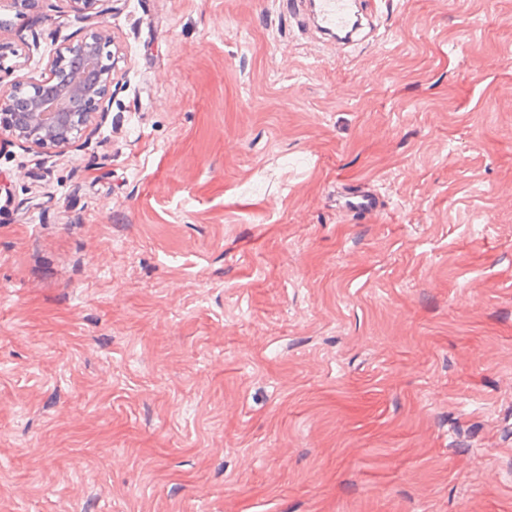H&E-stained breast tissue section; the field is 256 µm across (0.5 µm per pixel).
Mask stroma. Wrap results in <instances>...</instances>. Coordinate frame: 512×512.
Wrapping results in <instances>:
<instances>
[{
    "instance_id": "stroma-1",
    "label": "stroma",
    "mask_w": 512,
    "mask_h": 512,
    "mask_svg": "<svg viewBox=\"0 0 512 512\" xmlns=\"http://www.w3.org/2000/svg\"><path fill=\"white\" fill-rule=\"evenodd\" d=\"M288 2L115 0L106 116L0 137V512H512V0ZM352 0H316L312 2L314 17L328 32L348 30L353 20ZM344 206L362 214H371L378 211L379 201L370 191L351 193L344 198Z\"/></svg>"
}]
</instances>
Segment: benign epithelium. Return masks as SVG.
Here are the masks:
<instances>
[{"label":"benign epithelium","instance_id":"1","mask_svg":"<svg viewBox=\"0 0 512 512\" xmlns=\"http://www.w3.org/2000/svg\"><path fill=\"white\" fill-rule=\"evenodd\" d=\"M70 2L85 21L112 11V0ZM110 43L99 24L60 48L41 80L13 81L8 93H0V133L37 148L75 143L93 114L109 111L115 80Z\"/></svg>","mask_w":512,"mask_h":512}]
</instances>
